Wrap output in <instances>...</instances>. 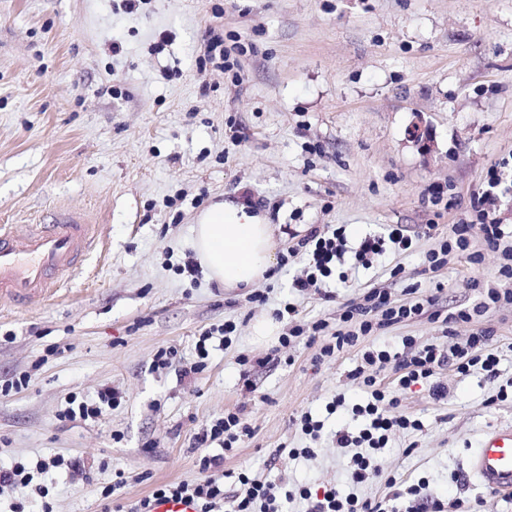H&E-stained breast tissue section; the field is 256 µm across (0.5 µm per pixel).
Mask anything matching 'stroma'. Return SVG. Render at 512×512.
<instances>
[{
    "label": "stroma",
    "mask_w": 512,
    "mask_h": 512,
    "mask_svg": "<svg viewBox=\"0 0 512 512\" xmlns=\"http://www.w3.org/2000/svg\"><path fill=\"white\" fill-rule=\"evenodd\" d=\"M213 30L232 71L198 67ZM416 124L419 143L409 136ZM503 161L512 163V0H141L131 13L123 0H0V225L46 224L68 206L98 229L81 274L57 297L0 306V385L31 377L0 398V467L57 455L81 463L35 475L38 494L1 489L0 512H102L100 492L118 472L125 505L158 484L194 480V435L227 410L240 411L252 436L224 457L225 498L245 468L376 499L392 495L390 480L424 479L428 495L478 496L483 512H512V497L465 473L484 435L512 426V399L496 398L512 380V305L454 327L461 338L494 328L499 377L444 367L435 375L444 399L419 386L399 393L400 410L425 428L396 433L357 488L336 433L358 422L328 409L335 397L365 395L350 376L356 351L318 364L306 341L279 348L287 322L254 333L287 303L295 322L335 323L369 288L403 302L415 285L436 294L438 310L473 307L471 281L496 280L500 252L476 238L479 263L456 255L435 272L425 255L451 225L474 220L472 200ZM223 201L273 225L288 258L256 289L181 271L196 257L198 217ZM336 224L352 241L399 224L413 247L337 265L333 301L295 290L306 266L299 243ZM429 224L436 232L425 233ZM255 290L265 303L251 301ZM227 321L232 343L195 370L200 333ZM405 336L448 344L426 315L375 341L397 347ZM166 346L180 362L155 367ZM243 355L256 366L243 370ZM107 388L119 406L63 418L71 397L93 402ZM307 410L323 436L315 458L294 459L288 449L307 441L293 418Z\"/></svg>",
    "instance_id": "1"
}]
</instances>
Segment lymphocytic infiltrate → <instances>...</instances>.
Listing matches in <instances>:
<instances>
[{
  "label": "lymphocytic infiltrate",
  "mask_w": 512,
  "mask_h": 512,
  "mask_svg": "<svg viewBox=\"0 0 512 512\" xmlns=\"http://www.w3.org/2000/svg\"><path fill=\"white\" fill-rule=\"evenodd\" d=\"M485 183V191L473 200L475 222L451 225L447 234L439 238L437 249L425 257L428 270L437 271L447 264L451 253L467 250L476 237L487 247L500 251L503 260L500 278L496 281L474 280L478 301L472 308L444 314L435 310L433 296L419 294L417 288H410V297L403 302L392 299L386 289L373 288L365 292L360 301L345 304L336 327H328L326 321L319 319L307 326L291 325L279 338L283 347L303 338L311 344L319 343L316 359L320 362L357 349L359 361L350 376L361 380L366 396L350 406L341 396L331 403L335 409L349 406L352 415L361 420L357 431L343 430L336 434L338 447L353 451L348 462L349 479L353 484H361L376 473L378 459L395 432H419L424 428L421 420L397 413V392L388 391L377 382V374L382 368L390 365L398 372V391L425 384L435 399L446 394L444 386L434 379L437 368L441 366H452L463 376L478 371L490 378L499 374L500 357L494 345L495 333L490 328L477 330L465 341L449 343L445 348L434 344L420 346L408 336L402 338V347L398 350L366 342L367 337L426 314L451 326L471 322L474 315L490 305L512 302V244L506 241L508 233L504 225L498 224L484 208L495 192L511 193L512 185L505 184L495 167L488 170ZM346 243L344 227L312 229L302 241L307 248L308 264L304 275L294 280V288L300 291L318 288L322 291V299L331 300V292L322 290L321 285L335 272L337 263L343 262ZM411 247V237L396 226L387 234L361 240L354 251V259L366 266L386 251L405 252ZM251 434L250 426L239 413L228 411L224 416L213 419L195 435V445L202 450L196 460L198 478L191 482L159 484L151 497L187 496L198 502L201 512H219V506L224 502L228 503L230 512H281L279 486L246 471L236 475L237 494L229 501L224 498V476L221 472L224 456L238 448ZM215 444L220 446V453H212L211 447ZM425 488V481H418L398 492L392 500L364 498L353 492L346 494L333 485L318 492L303 487L298 494L307 502V512H446L442 500H425Z\"/></svg>",
  "instance_id": "lymphocytic-infiltrate-1"
}]
</instances>
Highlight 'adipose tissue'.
Instances as JSON below:
<instances>
[{"mask_svg":"<svg viewBox=\"0 0 512 512\" xmlns=\"http://www.w3.org/2000/svg\"><path fill=\"white\" fill-rule=\"evenodd\" d=\"M192 247L210 279L227 288H248L273 268L271 225L226 201L206 211L193 228Z\"/></svg>","mask_w":512,"mask_h":512,"instance_id":"obj_1","label":"adipose tissue"}]
</instances>
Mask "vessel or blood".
<instances>
[{
	"label": "vessel or blood",
	"mask_w": 512,
	"mask_h": 512,
	"mask_svg": "<svg viewBox=\"0 0 512 512\" xmlns=\"http://www.w3.org/2000/svg\"><path fill=\"white\" fill-rule=\"evenodd\" d=\"M95 241V226L84 214L57 210L50 224L0 226V303L27 304L53 294L79 269ZM467 472L497 494L512 495V426L487 433L468 458ZM151 512H199L189 498H158Z\"/></svg>",
	"instance_id": "obj_1"
}]
</instances>
